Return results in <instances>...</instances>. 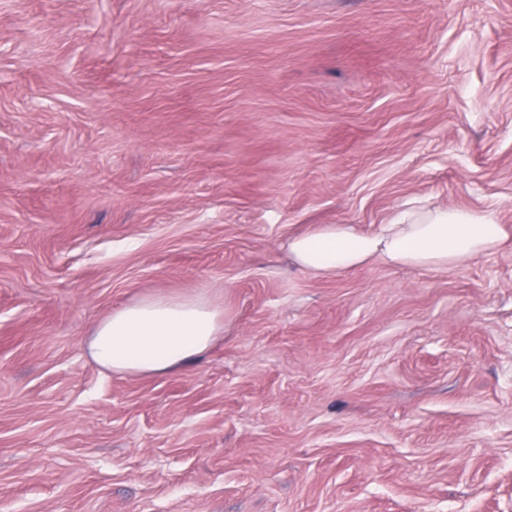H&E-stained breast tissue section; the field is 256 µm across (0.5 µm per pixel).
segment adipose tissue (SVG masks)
<instances>
[{
    "mask_svg": "<svg viewBox=\"0 0 512 512\" xmlns=\"http://www.w3.org/2000/svg\"><path fill=\"white\" fill-rule=\"evenodd\" d=\"M508 237L496 208L418 209L399 212L374 233L328 224L290 240L303 271L329 276L374 260L413 268H448L498 248ZM221 332L220 312L203 296L146 297L98 322L91 357L120 373L162 375L188 367Z\"/></svg>",
    "mask_w": 512,
    "mask_h": 512,
    "instance_id": "1",
    "label": "adipose tissue"
}]
</instances>
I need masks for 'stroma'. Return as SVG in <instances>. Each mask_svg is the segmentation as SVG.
Wrapping results in <instances>:
<instances>
[{"instance_id":"obj_1","label":"stroma","mask_w":512,"mask_h":512,"mask_svg":"<svg viewBox=\"0 0 512 512\" xmlns=\"http://www.w3.org/2000/svg\"><path fill=\"white\" fill-rule=\"evenodd\" d=\"M490 204L512 231V0H0V512H512V239L288 254ZM199 294L190 368L91 359ZM508 232L493 206L401 211L374 233L327 224L290 240L303 271L329 276L379 259L389 265L448 268L498 248ZM220 332V312L206 297L152 296L98 322L88 349L112 371L162 375L195 363Z\"/></svg>"}]
</instances>
